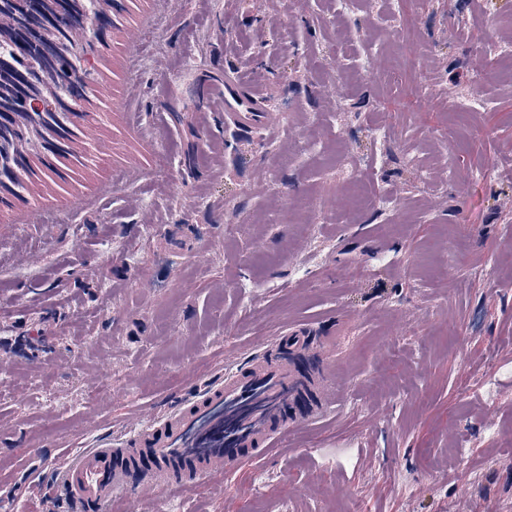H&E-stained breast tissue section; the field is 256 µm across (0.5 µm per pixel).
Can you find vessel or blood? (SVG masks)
<instances>
[{
	"instance_id": "vessel-or-blood-1",
	"label": "vessel or blood",
	"mask_w": 512,
	"mask_h": 512,
	"mask_svg": "<svg viewBox=\"0 0 512 512\" xmlns=\"http://www.w3.org/2000/svg\"><path fill=\"white\" fill-rule=\"evenodd\" d=\"M132 0H116L113 34L128 55L137 36L128 24ZM224 124L276 139L279 116L261 87L245 79L224 82ZM292 353L263 349L235 368L199 380L194 391L116 436L96 437L54 466L71 508L112 512V500L135 487L136 501L178 496L216 474H227L287 439L298 424L321 419L336 404L327 362L315 361L306 329L283 333Z\"/></svg>"
}]
</instances>
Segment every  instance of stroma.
I'll use <instances>...</instances> for the list:
<instances>
[{
	"mask_svg": "<svg viewBox=\"0 0 512 512\" xmlns=\"http://www.w3.org/2000/svg\"><path fill=\"white\" fill-rule=\"evenodd\" d=\"M148 13L127 113L100 58L86 109L106 153L0 210V512H71L58 455L293 324L331 362L338 409L145 512H512V80L478 73L512 0ZM228 77L267 88L275 142L225 129ZM135 152L144 172L117 181ZM379 196L397 208L377 221Z\"/></svg>",
	"mask_w": 512,
	"mask_h": 512,
	"instance_id": "stroma-1",
	"label": "stroma"
}]
</instances>
